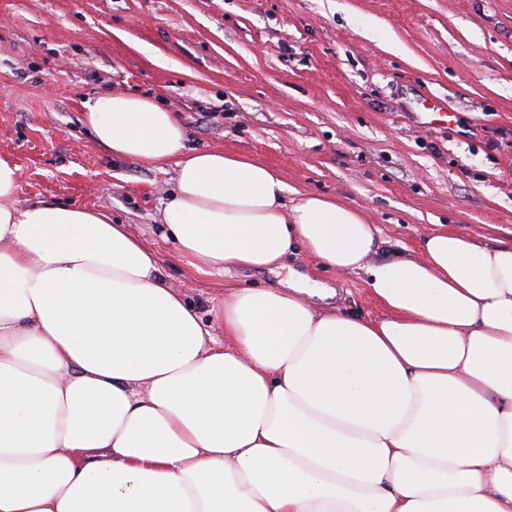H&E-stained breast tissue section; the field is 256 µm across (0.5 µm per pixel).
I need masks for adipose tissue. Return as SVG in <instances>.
Instances as JSON below:
<instances>
[{
	"mask_svg": "<svg viewBox=\"0 0 512 512\" xmlns=\"http://www.w3.org/2000/svg\"><path fill=\"white\" fill-rule=\"evenodd\" d=\"M118 158L172 166L159 213L194 273L363 272L378 319L234 288L203 321L126 225L16 205L0 156V512H512V243L378 228L271 165L187 147L153 98L83 103Z\"/></svg>",
	"mask_w": 512,
	"mask_h": 512,
	"instance_id": "1",
	"label": "adipose tissue"
}]
</instances>
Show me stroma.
<instances>
[{
  "label": "stroma",
  "instance_id": "1",
  "mask_svg": "<svg viewBox=\"0 0 512 512\" xmlns=\"http://www.w3.org/2000/svg\"><path fill=\"white\" fill-rule=\"evenodd\" d=\"M115 93L169 109L188 147L363 209L378 254L438 224L512 240V0H0V154L20 168V205L128 225L205 320L211 299L292 269L378 317L361 276L303 254L276 274L191 273L157 221L173 168L112 157L82 120L83 101ZM436 104L454 121L422 127Z\"/></svg>",
  "mask_w": 512,
  "mask_h": 512
}]
</instances>
